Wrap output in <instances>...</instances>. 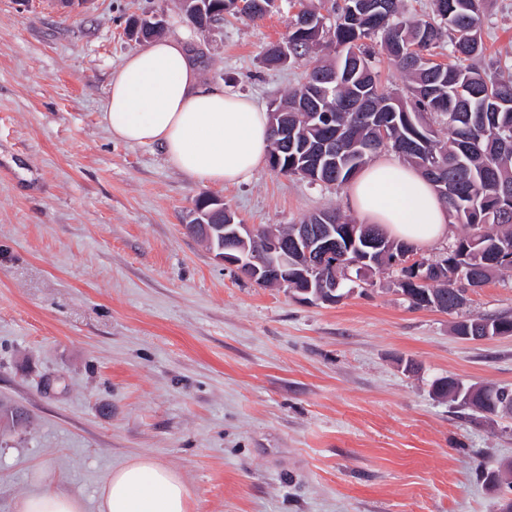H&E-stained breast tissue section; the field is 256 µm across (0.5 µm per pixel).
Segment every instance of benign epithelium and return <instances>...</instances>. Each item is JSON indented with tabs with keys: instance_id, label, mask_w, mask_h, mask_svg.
<instances>
[{
	"instance_id": "obj_1",
	"label": "benign epithelium",
	"mask_w": 512,
	"mask_h": 512,
	"mask_svg": "<svg viewBox=\"0 0 512 512\" xmlns=\"http://www.w3.org/2000/svg\"><path fill=\"white\" fill-rule=\"evenodd\" d=\"M163 23L160 15L140 17L135 19L128 28V36L143 40L149 37L152 30ZM279 123L275 124V138L277 144L288 143V136L293 134L288 126V113L278 111L275 113ZM336 141H325L320 145L315 155L309 159L306 166L320 165L327 161L336 160ZM230 208L218 198H203L195 206L191 220L195 236L204 242L213 253L216 260L224 263L252 282L259 285L272 283L280 286L288 285L292 270L302 269L300 275L309 278L305 271L312 269L318 260L328 261L331 265L341 264L349 268L361 267L360 273L369 272L359 259L348 258V253L336 251V239L333 238L334 225L326 227V236L322 240L313 237L310 228L297 225L291 236L290 247L273 234L264 240V251L261 253L248 251V241H252L258 234V228L248 224L224 223V214ZM317 287V295L336 300V290L339 278L336 275L320 276L316 283L310 282L305 287Z\"/></svg>"
}]
</instances>
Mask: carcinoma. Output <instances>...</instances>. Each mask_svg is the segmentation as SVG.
<instances>
[{
    "instance_id": "carcinoma-1",
    "label": "carcinoma",
    "mask_w": 512,
    "mask_h": 512,
    "mask_svg": "<svg viewBox=\"0 0 512 512\" xmlns=\"http://www.w3.org/2000/svg\"><path fill=\"white\" fill-rule=\"evenodd\" d=\"M378 13L370 9L372 0H342L334 4L332 17L305 11L295 16L285 42L288 60L279 47L266 50L263 62L269 69L294 64L321 48L336 55L332 64L311 68L304 83L280 98L288 105V123L296 129L282 153L280 170L301 176L303 149L340 130L349 131L343 154L356 160L354 167L335 166L319 170L323 186L346 185L375 154V129L357 123L358 112H381L386 122L389 144L414 140L412 124L424 123L432 130L424 142L399 154L432 183L452 179L458 186L455 199L446 203L448 218L467 232L442 252L448 264L429 270L426 281L418 283V273L394 264L401 252L413 247L389 237L377 224H357L336 209H325L301 221L317 233L327 220L351 225L359 246L377 237L384 240V253H369L371 270L394 269L397 291L406 296L413 309L450 312L464 308L468 296L453 287L457 270L466 279L484 285L499 275L512 272V259L501 257L504 246H512V218L501 217L503 208L512 210V58H498L486 67L476 65L485 57L481 36L485 22L484 0H432L431 13L417 16L404 0H381ZM203 13L197 8L185 12L196 28H205L210 13L226 10L238 13L234 0H207ZM420 45L429 55L437 48L448 49L452 61L428 63L418 60L412 46ZM390 57L406 79L405 90L392 92L382 87L375 68L376 51ZM327 112L330 121L318 127L307 121L308 113ZM435 162L448 166L442 173L428 167ZM360 271L350 269L336 296L350 294L359 284ZM457 336H512V317L475 315L452 327ZM433 393L463 410L484 417L500 416L512 405V388L492 384L466 386L452 377L432 383Z\"/></svg>"
}]
</instances>
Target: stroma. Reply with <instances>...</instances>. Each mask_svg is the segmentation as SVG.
I'll list each match as a JSON object with an SVG mask.
<instances>
[{
    "mask_svg": "<svg viewBox=\"0 0 512 512\" xmlns=\"http://www.w3.org/2000/svg\"><path fill=\"white\" fill-rule=\"evenodd\" d=\"M333 2L279 0L263 21L201 32L179 0H0V405L29 417L0 441V512L36 468L97 512L104 477L139 455L181 476L189 512H499L507 493L480 468L512 461V418L458 412L431 382L512 385V337L451 332L511 315L512 277L459 314L409 309L385 269L337 304L297 302L225 269L185 226L205 196L285 226L347 211L344 190L265 164L204 187L100 122L137 47L133 16L164 15L205 82L266 108L315 62L271 70L266 48L301 7ZM484 9L488 55L512 53V0Z\"/></svg>",
    "mask_w": 512,
    "mask_h": 512,
    "instance_id": "stroma-1",
    "label": "stroma"
}]
</instances>
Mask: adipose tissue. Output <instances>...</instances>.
<instances>
[{
  "mask_svg": "<svg viewBox=\"0 0 512 512\" xmlns=\"http://www.w3.org/2000/svg\"><path fill=\"white\" fill-rule=\"evenodd\" d=\"M100 121L112 138L156 144L167 163L204 185H237L263 164L270 144L266 110L252 98L204 82L184 38L160 36L130 52L111 74ZM346 201L367 224L425 247L448 233V211L434 187L413 167L381 155L347 185ZM36 471L34 489L14 512H85L80 492L54 488ZM181 477L149 456L132 458L103 479L98 512H188Z\"/></svg>",
  "mask_w": 512,
  "mask_h": 512,
  "instance_id": "ef3b65f1",
  "label": "adipose tissue"
}]
</instances>
